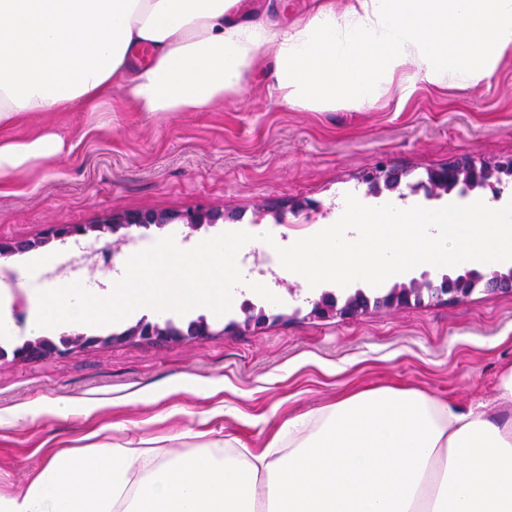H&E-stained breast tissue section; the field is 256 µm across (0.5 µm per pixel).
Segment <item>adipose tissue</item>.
<instances>
[{"label": "adipose tissue", "instance_id": "ef3b65f1", "mask_svg": "<svg viewBox=\"0 0 512 512\" xmlns=\"http://www.w3.org/2000/svg\"><path fill=\"white\" fill-rule=\"evenodd\" d=\"M240 0H0V177L57 162L66 137L5 129L41 112H205L244 98L257 58L279 100L371 105L413 81L488 82L512 51V0H316L281 27ZM512 366L498 399L461 410L412 388L357 391L284 420L253 451L215 440L138 465L133 449L48 456L0 512H512Z\"/></svg>", "mask_w": 512, "mask_h": 512}]
</instances>
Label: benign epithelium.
<instances>
[{
  "label": "benign epithelium",
  "instance_id": "obj_1",
  "mask_svg": "<svg viewBox=\"0 0 512 512\" xmlns=\"http://www.w3.org/2000/svg\"><path fill=\"white\" fill-rule=\"evenodd\" d=\"M504 175L512 176V157L493 164H478L465 159L451 166L427 172V179L410 185V188L415 192L422 190L429 196L445 188L450 191L458 188L461 193L466 194L476 188L489 187L494 197L498 198L501 190L497 186V181ZM408 176L409 172L400 168H380L365 175L364 181L371 184L374 191L378 193L383 187L388 190L398 188L403 179ZM222 218L224 214L221 212L203 210H189L174 214L137 211L123 215H106L95 224L57 225L44 236L35 239L13 242L0 240V259L43 248L55 241L64 244L71 238L98 241L104 235L115 234L122 229L125 233L120 237V242L128 244L136 241L133 232L137 229H148L152 226L163 228L168 224L179 222L189 230L195 231L205 224H214ZM480 287L490 293H512V268L506 271H493L489 274L470 270L455 277L445 275L438 284L424 275L419 280L413 279L407 284L393 288L375 303L364 294H354L341 300L333 293L326 292L312 302L311 314L317 317L353 318L371 306L400 307L412 303L420 305L427 299L440 300L445 295L451 300L461 301ZM207 334H209V326L205 319L199 318L188 322L186 328L181 330L178 339L188 340ZM127 337H138L145 341L170 339L160 326L144 319L130 329ZM118 340H120L118 336H88L84 333L63 335L56 341L45 337L28 338L10 352L0 349V360L9 356L14 361L39 360L63 352L70 353L88 345L112 343Z\"/></svg>",
  "mask_w": 512,
  "mask_h": 512
}]
</instances>
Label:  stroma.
<instances>
[{
    "label": "stroma",
    "instance_id": "35a3bbf8",
    "mask_svg": "<svg viewBox=\"0 0 512 512\" xmlns=\"http://www.w3.org/2000/svg\"><path fill=\"white\" fill-rule=\"evenodd\" d=\"M246 101L206 112H45L6 131L23 140L54 129L69 154L0 179V238L33 239L60 224L143 210L203 208L223 221L188 232L174 223L140 241L174 236L196 246L228 227L266 224L281 241L309 235L346 194L370 198L364 174L381 166L413 177L469 157L512 156V51L490 81L473 87L414 84L382 91L363 109L314 112L281 103L265 60L246 74ZM61 244L0 260L17 283L13 343L27 337L43 263ZM279 304L236 288L228 312L205 318L210 333L188 342L118 340L62 357L0 361V493L23 487L48 454L149 441L153 457L191 453L230 436L264 447L288 417L357 390L416 388L466 410L494 400L512 364V294L369 308L350 319L311 316L308 290L283 282ZM265 306V324L244 326L243 302ZM67 401L58 416L53 403Z\"/></svg>",
    "mask_w": 512,
    "mask_h": 512
}]
</instances>
